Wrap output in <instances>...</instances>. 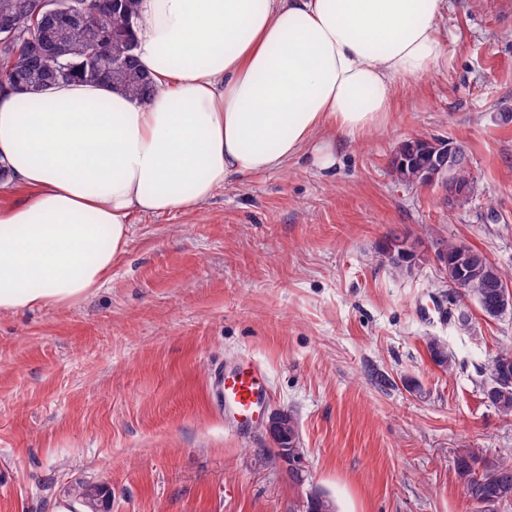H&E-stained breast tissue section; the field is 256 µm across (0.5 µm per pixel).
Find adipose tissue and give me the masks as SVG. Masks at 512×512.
Here are the masks:
<instances>
[{
  "mask_svg": "<svg viewBox=\"0 0 512 512\" xmlns=\"http://www.w3.org/2000/svg\"><path fill=\"white\" fill-rule=\"evenodd\" d=\"M449 0H138L147 101L102 83L0 90V314L104 286L132 215L190 211L320 135L383 129L447 57Z\"/></svg>",
  "mask_w": 512,
  "mask_h": 512,
  "instance_id": "adipose-tissue-1",
  "label": "adipose tissue"
}]
</instances>
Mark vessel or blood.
I'll return each mask as SVG.
<instances>
[{"instance_id": "b4317fda", "label": "vessel or blood", "mask_w": 512, "mask_h": 512, "mask_svg": "<svg viewBox=\"0 0 512 512\" xmlns=\"http://www.w3.org/2000/svg\"><path fill=\"white\" fill-rule=\"evenodd\" d=\"M217 390L239 423L250 422L254 415L266 405L271 388L266 371L259 365L240 368L217 369Z\"/></svg>"}]
</instances>
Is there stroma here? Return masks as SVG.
I'll list each match as a JSON object with an SVG mask.
<instances>
[{
    "instance_id": "35a3bbf8",
    "label": "stroma",
    "mask_w": 512,
    "mask_h": 512,
    "mask_svg": "<svg viewBox=\"0 0 512 512\" xmlns=\"http://www.w3.org/2000/svg\"><path fill=\"white\" fill-rule=\"evenodd\" d=\"M447 56L363 143L333 141L282 171L235 181L201 209L133 216L112 279L72 306L0 314V512H60L80 484L97 512H476L458 452L512 451V418L481 368L512 347V315L433 312L450 289L438 244L512 272V0H451ZM454 142L474 192L397 182L403 142ZM419 255L394 273L392 235ZM455 357L434 364L425 339ZM260 364L267 413L295 419L307 480L288 477L262 424L213 404L214 368Z\"/></svg>"
}]
</instances>
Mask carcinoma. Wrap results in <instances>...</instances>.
<instances>
[{
	"label": "carcinoma",
	"mask_w": 512,
	"mask_h": 512,
	"mask_svg": "<svg viewBox=\"0 0 512 512\" xmlns=\"http://www.w3.org/2000/svg\"><path fill=\"white\" fill-rule=\"evenodd\" d=\"M86 20L66 30L42 16L22 17V35L8 48H0V79L22 83L20 93H42V81L53 77L56 83L72 81L102 82L119 88L141 100L152 94L149 78L134 58V18L137 0H83ZM452 148L446 140L431 142L415 138L401 145L392 161V172L402 183L433 182V161L443 150ZM452 297L473 300L483 315L500 319L512 314V299L503 289L512 287V276L490 263L486 256L468 246L461 253L456 243H445L437 253ZM389 263L397 272L413 269L414 251L407 239L399 236L391 242ZM432 361L444 369L452 368L453 357L439 338H427ZM482 395L489 405L505 416H512V351L497 354L483 368ZM276 456L282 448L298 447L297 425L288 417V444L273 438ZM455 471L465 497L477 512H498L502 504L512 503V454L498 461L486 460L473 451L456 455Z\"/></svg>",
	"instance_id": "1"
}]
</instances>
